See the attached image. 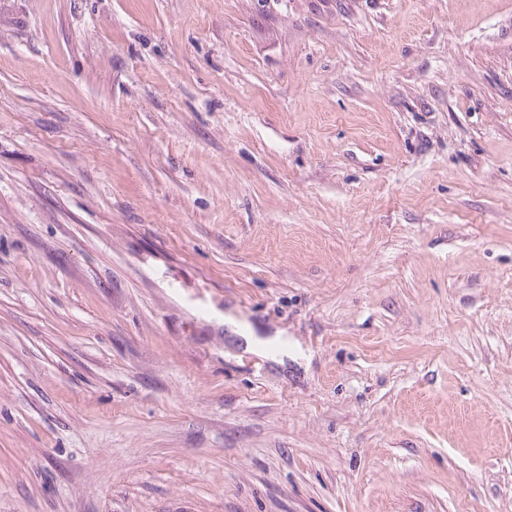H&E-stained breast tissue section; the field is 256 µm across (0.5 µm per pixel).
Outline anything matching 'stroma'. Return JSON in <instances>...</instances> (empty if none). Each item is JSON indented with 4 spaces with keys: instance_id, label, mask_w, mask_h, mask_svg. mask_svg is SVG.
<instances>
[{
    "instance_id": "35a3bbf8",
    "label": "stroma",
    "mask_w": 512,
    "mask_h": 512,
    "mask_svg": "<svg viewBox=\"0 0 512 512\" xmlns=\"http://www.w3.org/2000/svg\"><path fill=\"white\" fill-rule=\"evenodd\" d=\"M0 512H512V0H0Z\"/></svg>"
}]
</instances>
